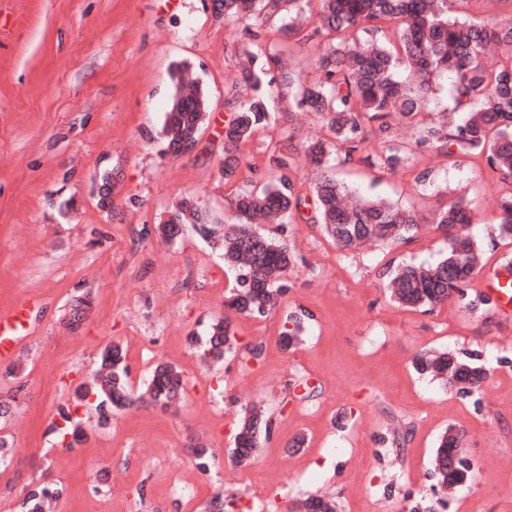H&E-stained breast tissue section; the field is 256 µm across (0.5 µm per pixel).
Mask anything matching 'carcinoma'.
Instances as JSON below:
<instances>
[{"label": "carcinoma", "mask_w": 512, "mask_h": 512, "mask_svg": "<svg viewBox=\"0 0 512 512\" xmlns=\"http://www.w3.org/2000/svg\"><path fill=\"white\" fill-rule=\"evenodd\" d=\"M224 8V21L250 26L272 24L288 45L303 44L316 37L327 41L319 57V77L303 81L284 53L271 52L260 44L242 50L245 61L241 82L246 93L231 104L233 117L224 128V165L220 173L232 182L241 166L240 145L271 123L286 120L287 113L271 106L277 72L281 93H290L297 104L323 119L327 135L302 145L304 156L317 169L309 193L296 188L287 171L294 163L292 144L275 151L269 159V181L260 190L242 191L233 200L232 214L224 220V236L214 247L234 277L225 305L245 317L263 316L275 309L288 285L284 277L296 264L288 246L259 229L257 214L273 213L276 223L301 220L319 224L342 251H352L370 241L408 242L418 232L421 218L385 197L361 195L336 178L331 159L338 152L353 159L363 144L376 137L381 153L359 158L366 166L383 172L407 169L412 150L396 139L394 122L415 128V146L430 149L452 165L467 157L485 160L489 173L503 180L512 178V25L502 27L478 13L452 12L456 3L473 6L481 0H316L319 9L315 27L301 20L302 3L311 0H217ZM186 62L172 72L175 91L162 130L167 149L178 152L197 141L209 109L199 84L185 90ZM451 83L452 103L439 98L445 83ZM436 109L440 118L426 115ZM499 234L512 240V194L498 202ZM473 208L463 197L442 202L433 223L448 233V249L435 264H408L391 274V298L409 310L432 311L458 300L469 311L492 305V297L469 291L475 271L483 267L482 245L465 232L473 223ZM190 224L205 238L211 236L210 219L194 203L184 200L169 219L157 225L165 240L180 236ZM229 320L210 324L206 336H189V342L206 361H220L232 345ZM303 317L292 312L279 334L281 345H297ZM100 367L93 379L74 392L76 410L59 407L60 422L53 433L59 443L68 436L78 441L85 435L77 408L96 400L100 418L132 404L125 350L117 343L99 354ZM417 372L442 379L463 397L473 395L486 378L477 358H462L451 352L419 356ZM183 389L182 372L160 363L139 399L165 406ZM271 419L257 410L245 411L230 452L238 466L248 465L254 451L269 437ZM440 438L433 463L437 486L446 489L469 482L473 464L462 442L449 435ZM63 489L37 485L26 491L22 512H45L46 503ZM299 512H337L336 502L309 496L298 503Z\"/></svg>", "instance_id": "1"}]
</instances>
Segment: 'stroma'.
<instances>
[{
    "label": "stroma",
    "instance_id": "obj_1",
    "mask_svg": "<svg viewBox=\"0 0 512 512\" xmlns=\"http://www.w3.org/2000/svg\"><path fill=\"white\" fill-rule=\"evenodd\" d=\"M280 41L270 26L216 19L212 0H0V310L33 304L15 373L0 362V394L17 397L0 422L13 448L0 465V512H18L38 483L62 486L55 512H206L220 493L251 512H292L308 495L333 498L338 512H411L419 502L432 512H512V318L455 300L412 311L386 287L391 269L442 257L447 243L430 219L439 201L459 195L472 204L469 231L488 266L512 262V242L496 230L512 179L477 159L449 166L425 149L394 173L337 165L359 191L423 217L420 234L346 254L320 225L284 224L278 235L298 262L279 307L256 318L225 308L233 278L208 240L190 226L169 241L156 231L187 198L222 234L235 194L268 181L271 154L323 133L318 114L301 113L296 127L278 123L242 147L235 182L219 173L229 102L243 92L235 48ZM183 61L209 96L187 155L164 152L161 139L171 73ZM426 171L435 182L424 191L414 177ZM88 293L91 308L69 326ZM293 311L307 328L286 350L278 334ZM225 317L236 344L204 365L187 338ZM112 342L127 352L134 391L159 362L181 369L178 409L141 402L104 424L90 410L86 438L56 446L48 427L58 406ZM444 349L485 364L477 400L414 370L417 356ZM258 402L272 431L240 469L228 452L242 407ZM451 425L464 431L475 472L448 495L431 468ZM197 445L214 453L208 471L195 464Z\"/></svg>",
    "mask_w": 512,
    "mask_h": 512
}]
</instances>
